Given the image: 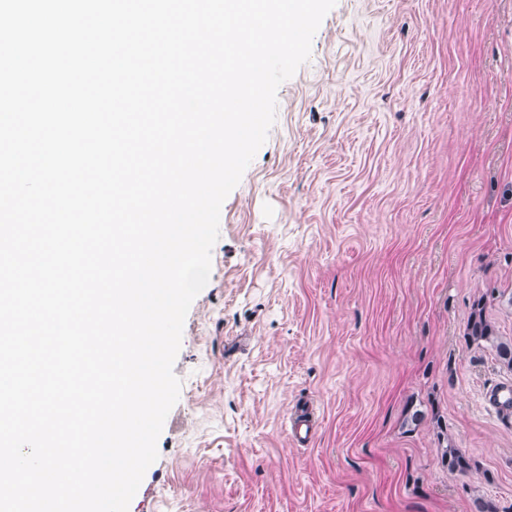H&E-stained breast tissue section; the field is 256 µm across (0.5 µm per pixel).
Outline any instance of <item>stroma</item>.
Wrapping results in <instances>:
<instances>
[{
    "mask_svg": "<svg viewBox=\"0 0 512 512\" xmlns=\"http://www.w3.org/2000/svg\"><path fill=\"white\" fill-rule=\"evenodd\" d=\"M219 232L128 512H512V372L464 341L486 290L512 337V0H337ZM437 428L439 429L437 439L442 466L448 470L450 475H468L476 468L474 459L464 449L458 448L447 431H443L441 426Z\"/></svg>",
    "mask_w": 512,
    "mask_h": 512,
    "instance_id": "stroma-1",
    "label": "stroma"
}]
</instances>
